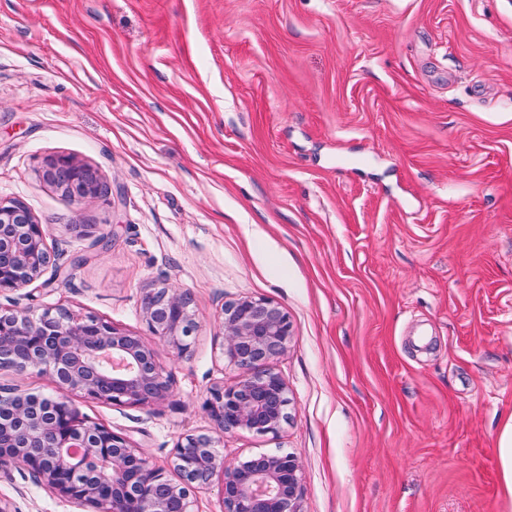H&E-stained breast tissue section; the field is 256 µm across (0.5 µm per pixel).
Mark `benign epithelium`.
<instances>
[{
  "instance_id": "obj_1",
  "label": "benign epithelium",
  "mask_w": 512,
  "mask_h": 512,
  "mask_svg": "<svg viewBox=\"0 0 512 512\" xmlns=\"http://www.w3.org/2000/svg\"><path fill=\"white\" fill-rule=\"evenodd\" d=\"M45 178L73 201L103 196L107 188L89 166L67 156L47 162ZM47 232L20 200L0 199V293L23 289L56 266ZM151 335L185 355L198 328L189 293L165 283L140 299ZM221 355L242 370L231 385H214L204 409L221 434L248 430L275 434L289 420L288 385L270 367L285 353L292 322L281 306L263 298L222 304ZM0 368L18 376L48 372L55 396L0 389V467L28 468L50 492L84 512H192L191 492L222 475L224 512H300L301 473L291 453H261L226 463L213 435L186 434L176 443L168 478L129 438L90 425L69 394L114 405L151 406L168 398L171 375L142 336L96 316L57 308L0 309Z\"/></svg>"
}]
</instances>
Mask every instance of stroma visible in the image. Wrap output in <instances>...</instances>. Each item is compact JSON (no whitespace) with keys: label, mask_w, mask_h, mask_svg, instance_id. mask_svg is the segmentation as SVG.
Instances as JSON below:
<instances>
[{"label":"stroma","mask_w":512,"mask_h":512,"mask_svg":"<svg viewBox=\"0 0 512 512\" xmlns=\"http://www.w3.org/2000/svg\"><path fill=\"white\" fill-rule=\"evenodd\" d=\"M58 156L110 196L71 200ZM0 198L83 257L1 306L144 337V289L191 294L190 353L152 343L166 401L72 398L152 464L213 433L221 305L265 298L290 419L226 462L293 454L302 512H512V0H0ZM0 498L79 512L23 467ZM498 456L502 470L505 491L512 502V415L504 424L498 441Z\"/></svg>","instance_id":"stroma-1"}]
</instances>
